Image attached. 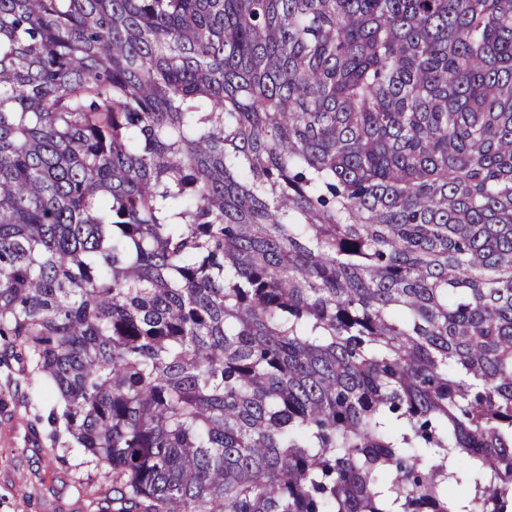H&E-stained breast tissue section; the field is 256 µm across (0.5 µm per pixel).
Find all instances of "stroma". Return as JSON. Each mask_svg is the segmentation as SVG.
<instances>
[{
  "label": "stroma",
  "instance_id": "stroma-1",
  "mask_svg": "<svg viewBox=\"0 0 512 512\" xmlns=\"http://www.w3.org/2000/svg\"><path fill=\"white\" fill-rule=\"evenodd\" d=\"M51 401L38 382H25L17 370L0 367V407L19 420L34 424ZM33 490L40 495L38 512H112L111 481L66 440L46 439L35 448L0 442V512H17Z\"/></svg>",
  "mask_w": 512,
  "mask_h": 512
}]
</instances>
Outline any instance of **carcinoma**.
Instances as JSON below:
<instances>
[{"instance_id": "carcinoma-1", "label": "carcinoma", "mask_w": 512, "mask_h": 512, "mask_svg": "<svg viewBox=\"0 0 512 512\" xmlns=\"http://www.w3.org/2000/svg\"><path fill=\"white\" fill-rule=\"evenodd\" d=\"M0 339L112 512H512V0H0Z\"/></svg>"}]
</instances>
